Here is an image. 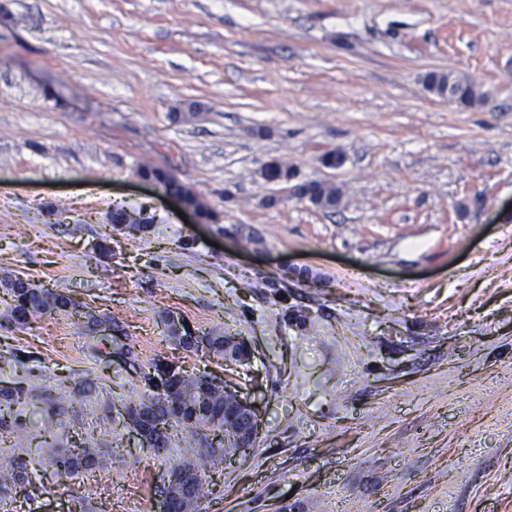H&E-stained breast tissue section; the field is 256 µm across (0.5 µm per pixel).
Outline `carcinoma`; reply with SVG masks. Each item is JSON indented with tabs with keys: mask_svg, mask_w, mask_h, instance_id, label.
<instances>
[{
	"mask_svg": "<svg viewBox=\"0 0 512 512\" xmlns=\"http://www.w3.org/2000/svg\"><path fill=\"white\" fill-rule=\"evenodd\" d=\"M427 85L435 93L443 91L447 86L450 87L453 100L461 105L470 106L477 98L474 85L461 82L449 86L444 75H429ZM141 174L155 181L163 190L183 197L194 207L202 219L210 218L211 212L206 204L179 182L174 175L154 168H145ZM291 176L292 170L284 164L278 161L267 164V180L279 181ZM295 195L323 209L336 208L341 197L340 190L336 186L322 181H309L296 185ZM112 223L124 224L130 229L139 230L145 223V218L138 212L122 210L112 214ZM4 290L11 297L7 320L14 326L26 325L30 319L42 314H63L65 313L64 307L71 302L70 298L60 292L29 282L18 285L9 282ZM163 323L170 337L185 350L198 349L195 336L200 334L204 337L210 336L211 347L215 351L224 352V337L222 336L215 333L209 335L205 332L201 334L187 327L183 328V332L180 333L173 325L169 324L168 320H163ZM159 369L162 370V375L159 376L160 386L150 388L146 400L140 401L138 405L127 410L129 417L137 419L147 404L151 402L158 404L160 414L157 423L152 425V430H160L158 433L160 445L156 447L152 445L150 449L160 454L169 448L172 439L178 436L197 444L199 443L197 436L202 429L212 428L216 423L224 424V391L211 386L206 375H183L168 363L163 365L158 362L154 363V370ZM170 391L174 392V395L181 400L182 416L180 417L176 412L169 413L163 408ZM22 394L23 389L21 388L0 392V431L5 432L13 427H20L17 422L18 414L15 411V405ZM202 396L209 400L210 410L208 413L194 418L189 408ZM42 447L41 460L45 461V464L53 468L56 473L67 477H72L82 469L94 464L99 450L98 443L90 439L72 449H61L55 443L47 440L42 441ZM24 451V437L19 434L14 437L10 454L0 457V492L23 480L22 472L26 470V464L21 462L20 458ZM223 464L224 451L222 450L208 449L204 452H193L189 458L174 465L169 471V475L175 477L178 482L181 480L193 482L196 487V498L200 499L205 495L201 473L207 469L216 470Z\"/></svg>",
	"mask_w": 512,
	"mask_h": 512,
	"instance_id": "cac0c4a2",
	"label": "carcinoma"
}]
</instances>
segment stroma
<instances>
[{
	"label": "stroma",
	"mask_w": 512,
	"mask_h": 512,
	"mask_svg": "<svg viewBox=\"0 0 512 512\" xmlns=\"http://www.w3.org/2000/svg\"><path fill=\"white\" fill-rule=\"evenodd\" d=\"M470 79L462 106L429 73ZM339 154V167L322 163ZM291 168L269 182L263 166ZM173 174L212 210L184 222ZM326 181L321 209L294 184ZM145 209L138 232L113 224ZM112 328H18L28 479L0 512H159L168 471L128 425L156 359L262 420L195 512H512V0H0V280ZM248 344L225 368L167 312ZM94 438L74 477L42 467ZM142 176L145 178L151 179L159 184L164 191L174 193L179 196L169 195L172 199L176 200L181 204V206L188 212H191L196 219L200 220H208L211 216V212L209 208L203 203L195 194H193L187 187H185L178 179L163 170L154 169V168H145L141 171ZM186 200L188 205L184 199ZM196 210V211H195ZM199 215H198V214ZM202 219H201V218ZM295 195L323 209H335L341 197L340 190L336 186L322 181L297 184Z\"/></svg>",
	"instance_id": "obj_1"
}]
</instances>
